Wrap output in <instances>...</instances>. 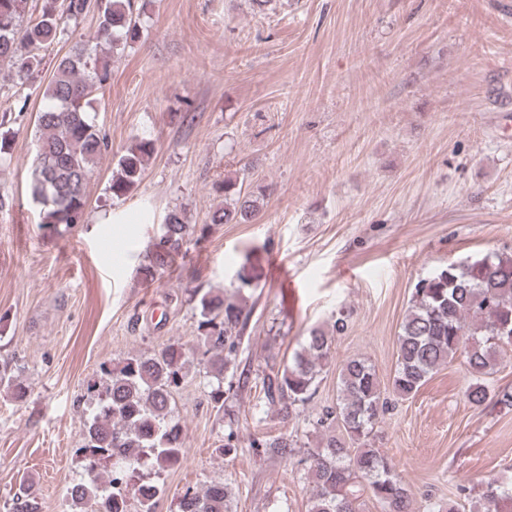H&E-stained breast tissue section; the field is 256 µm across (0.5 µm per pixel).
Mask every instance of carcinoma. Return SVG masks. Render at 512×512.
<instances>
[{"instance_id":"1","label":"carcinoma","mask_w":512,"mask_h":512,"mask_svg":"<svg viewBox=\"0 0 512 512\" xmlns=\"http://www.w3.org/2000/svg\"><path fill=\"white\" fill-rule=\"evenodd\" d=\"M27 0H0V63L10 69L0 78L25 82L44 68L47 50L61 40L67 26L90 12L91 0H42L38 17L24 21ZM99 33L111 49L136 43L143 33L135 0H103ZM112 53L88 44L60 57L44 91L46 106L36 119L37 143L29 184L41 206L38 228L58 235L79 223L86 212L87 188L99 160L109 152L105 133L89 109L94 93L110 78ZM155 143L142 138L128 148L112 171L109 189L116 197L141 182ZM262 194L245 192L236 181L224 180V208L214 224H244L261 212ZM208 225H190L173 209L163 219L161 233L146 250L138 274L156 282L173 271L191 236L205 238ZM197 307L199 363L216 383L209 392L217 411H224V373L237 356L247 314L236 303L210 290L201 292ZM335 338L310 329L302 349L273 374L260 377L263 399L277 407L281 420L296 418L317 392L320 374L332 356ZM512 347V253L450 263L421 279L412 293L397 338L396 367L383 386L372 364L349 359L340 369L336 406L316 413L311 425L323 430L319 445L301 459L313 486L307 512H364L365 498L382 512H416L415 501L388 460L372 447L374 428L389 410L387 394L400 399L415 395L432 374L461 355L471 376L465 391L477 407L489 399L487 378L499 365L501 351ZM192 351L178 341L158 352L132 354L116 364L100 365L87 385L92 408L76 453L86 477L80 491L69 497L72 512H155L163 488L154 486L149 498L139 495L143 466L171 469L185 458L183 430L172 407L173 395L185 383L194 363ZM0 388L24 399L27 387L7 365L0 367ZM251 447L288 459L297 441L286 434L255 438ZM232 490L212 482L182 496L178 512H231ZM477 512H512V486L489 482L477 499ZM10 512H42L36 490L20 485Z\"/></svg>"}]
</instances>
